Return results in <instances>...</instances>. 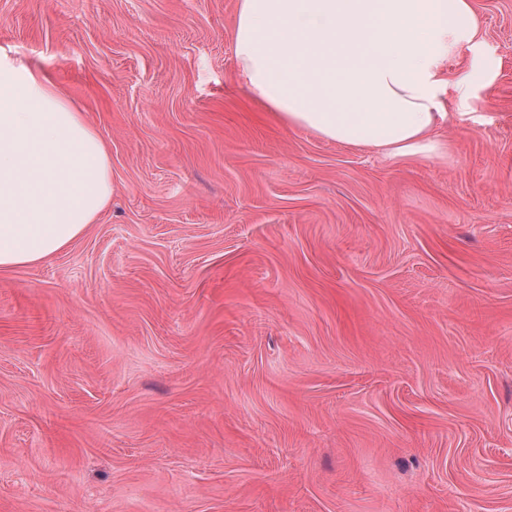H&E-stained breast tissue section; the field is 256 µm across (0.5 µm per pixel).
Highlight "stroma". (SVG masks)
Returning <instances> with one entry per match:
<instances>
[{
	"instance_id": "stroma-1",
	"label": "stroma",
	"mask_w": 512,
	"mask_h": 512,
	"mask_svg": "<svg viewBox=\"0 0 512 512\" xmlns=\"http://www.w3.org/2000/svg\"><path fill=\"white\" fill-rule=\"evenodd\" d=\"M448 64V152L288 129L238 0H0V52L112 199L0 270V512H512V0Z\"/></svg>"
}]
</instances>
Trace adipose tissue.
<instances>
[{"mask_svg":"<svg viewBox=\"0 0 512 512\" xmlns=\"http://www.w3.org/2000/svg\"><path fill=\"white\" fill-rule=\"evenodd\" d=\"M471 0H238L249 95L284 126L392 159L442 154L448 62L477 47ZM112 196L106 142L40 71L0 53V270L65 250Z\"/></svg>","mask_w":512,"mask_h":512,"instance_id":"adipose-tissue-1","label":"adipose tissue"}]
</instances>
